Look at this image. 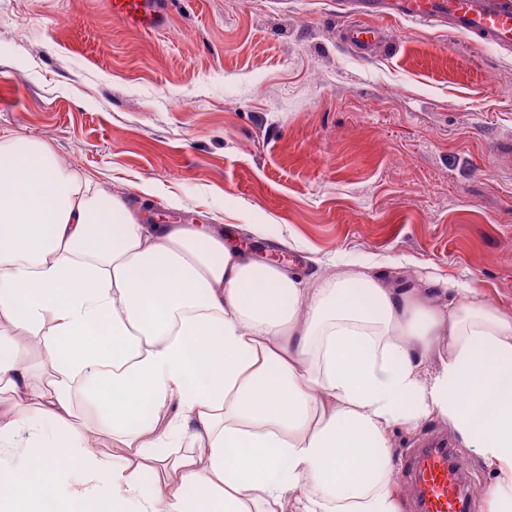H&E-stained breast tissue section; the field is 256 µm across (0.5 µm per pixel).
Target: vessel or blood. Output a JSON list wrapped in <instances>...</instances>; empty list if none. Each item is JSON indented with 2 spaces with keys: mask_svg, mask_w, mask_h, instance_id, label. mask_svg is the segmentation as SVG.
Masks as SVG:
<instances>
[{
  "mask_svg": "<svg viewBox=\"0 0 512 512\" xmlns=\"http://www.w3.org/2000/svg\"><path fill=\"white\" fill-rule=\"evenodd\" d=\"M104 4L125 26L145 32L159 28L166 14V0H104ZM347 15L351 23L345 38L354 48L384 44L378 20L402 17L441 25L475 43L512 52V0H348ZM403 467L413 490L414 512H468L467 467L446 440L435 438L408 450Z\"/></svg>",
  "mask_w": 512,
  "mask_h": 512,
  "instance_id": "1",
  "label": "vessel or blood"
}]
</instances>
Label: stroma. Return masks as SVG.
I'll list each match as a JSON object with an SVG mask.
<instances>
[{"instance_id": "stroma-1", "label": "stroma", "mask_w": 512, "mask_h": 512, "mask_svg": "<svg viewBox=\"0 0 512 512\" xmlns=\"http://www.w3.org/2000/svg\"><path fill=\"white\" fill-rule=\"evenodd\" d=\"M347 23L340 0H169L141 33L99 0H0V131L306 278L337 255L400 284L465 275L512 315V53L385 20L387 50L362 54ZM433 435L486 512L494 476L445 420L396 427L393 463Z\"/></svg>"}]
</instances>
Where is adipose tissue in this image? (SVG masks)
<instances>
[{"mask_svg":"<svg viewBox=\"0 0 512 512\" xmlns=\"http://www.w3.org/2000/svg\"><path fill=\"white\" fill-rule=\"evenodd\" d=\"M451 291L350 262L306 281L0 137V449L27 435L0 512H402L390 433L433 417L512 512V317Z\"/></svg>","mask_w":512,"mask_h":512,"instance_id":"ef3b65f1","label":"adipose tissue"}]
</instances>
